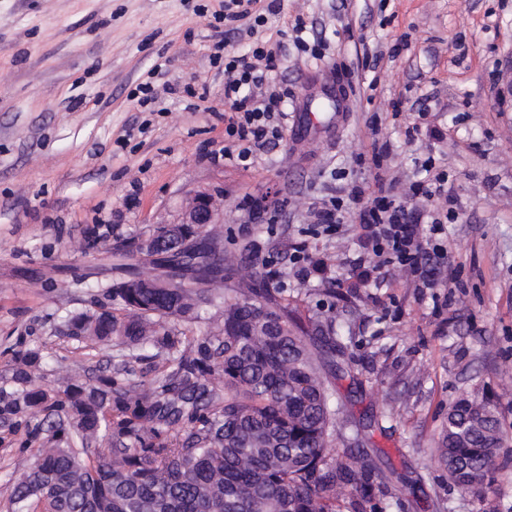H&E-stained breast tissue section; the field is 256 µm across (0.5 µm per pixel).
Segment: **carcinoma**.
<instances>
[{
	"label": "carcinoma",
	"mask_w": 512,
	"mask_h": 512,
	"mask_svg": "<svg viewBox=\"0 0 512 512\" xmlns=\"http://www.w3.org/2000/svg\"><path fill=\"white\" fill-rule=\"evenodd\" d=\"M184 272L226 275L224 252L201 241L178 262ZM119 312L72 315L97 342L152 345L162 371L134 388L110 375L92 386L33 384L39 354L19 359L15 388L0 389V414H64L50 445L19 478L9 512H367L374 466L353 448L331 453L336 415L325 366L345 354L331 322L317 321L323 350L288 321L283 289L261 273L224 299L216 331L181 328L213 305L211 289L120 288ZM504 431L488 399L448 409L439 457L462 489L481 485ZM356 492L344 501L342 489Z\"/></svg>",
	"instance_id": "1"
}]
</instances>
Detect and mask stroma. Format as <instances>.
<instances>
[{
  "mask_svg": "<svg viewBox=\"0 0 512 512\" xmlns=\"http://www.w3.org/2000/svg\"><path fill=\"white\" fill-rule=\"evenodd\" d=\"M222 2L0 0V388H13L15 354L30 349L49 388L154 379L155 348L73 337L65 320L113 310L102 288L117 277L114 248L180 222L206 192L233 269L216 294L251 284L241 256L252 240L281 271L298 325L333 321L348 369L336 398L350 408L331 446L353 436L351 416H374L363 448L387 486L378 512H512V0H263L261 26L232 31L198 14ZM274 35L270 87L287 91L288 119L245 168L223 157L238 141L219 59ZM156 64L147 111L131 92ZM425 94L434 104L422 120ZM375 140L391 145L379 170L358 160ZM428 161L457 198L437 287L394 269L362 283L355 225L314 235L311 204L380 173L430 224L429 203L409 191ZM247 196L266 217L252 218ZM300 241L326 265L302 281L289 263ZM465 395L493 399L505 431L476 491L453 484L438 457L448 408ZM42 445L25 420L0 414V512Z\"/></svg>",
  "mask_w": 512,
  "mask_h": 512,
  "instance_id": "1",
  "label": "stroma"
}]
</instances>
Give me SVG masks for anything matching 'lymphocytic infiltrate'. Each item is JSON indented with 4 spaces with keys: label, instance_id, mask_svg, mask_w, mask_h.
<instances>
[{
    "label": "lymphocytic infiltrate",
    "instance_id": "obj_1",
    "mask_svg": "<svg viewBox=\"0 0 512 512\" xmlns=\"http://www.w3.org/2000/svg\"><path fill=\"white\" fill-rule=\"evenodd\" d=\"M276 68L275 52L263 47L249 55L229 57L224 64V105L230 112L228 128L239 142L235 159L241 165H251L255 150L280 135L279 127L271 125L270 120L280 111L283 97L263 92L270 72ZM419 193L437 204V215L426 231L421 228L419 214L396 198L383 177H376L370 186H352L347 197L361 205L354 222L362 247L378 257L381 265L408 271L422 287L429 288L436 275L434 261L447 255L440 215L450 197L445 178L431 174L420 182Z\"/></svg>",
    "mask_w": 512,
    "mask_h": 512
}]
</instances>
